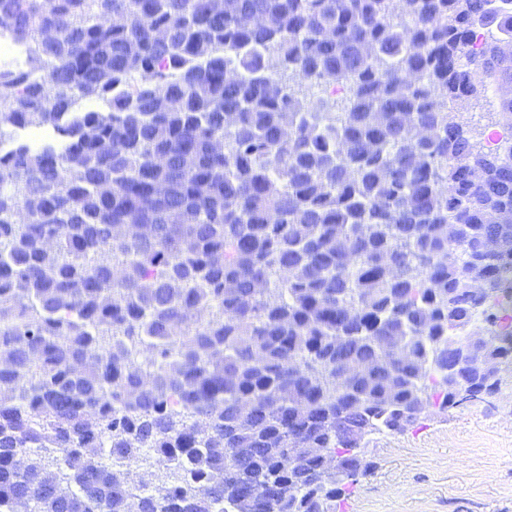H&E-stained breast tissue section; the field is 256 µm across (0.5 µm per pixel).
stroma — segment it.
Returning <instances> with one entry per match:
<instances>
[{"instance_id": "stroma-1", "label": "stroma", "mask_w": 512, "mask_h": 512, "mask_svg": "<svg viewBox=\"0 0 512 512\" xmlns=\"http://www.w3.org/2000/svg\"><path fill=\"white\" fill-rule=\"evenodd\" d=\"M499 377L494 395L371 436L374 467L351 487L344 512H512L511 362Z\"/></svg>"}]
</instances>
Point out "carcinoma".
I'll list each match as a JSON object with an SVG mask.
<instances>
[{
    "label": "carcinoma",
    "mask_w": 512,
    "mask_h": 512,
    "mask_svg": "<svg viewBox=\"0 0 512 512\" xmlns=\"http://www.w3.org/2000/svg\"><path fill=\"white\" fill-rule=\"evenodd\" d=\"M0 31L47 65L0 66V144L59 138L0 152V512H339L368 437L498 391L454 361L481 327L512 359V99L454 108L512 80V0H0Z\"/></svg>",
    "instance_id": "obj_1"
}]
</instances>
